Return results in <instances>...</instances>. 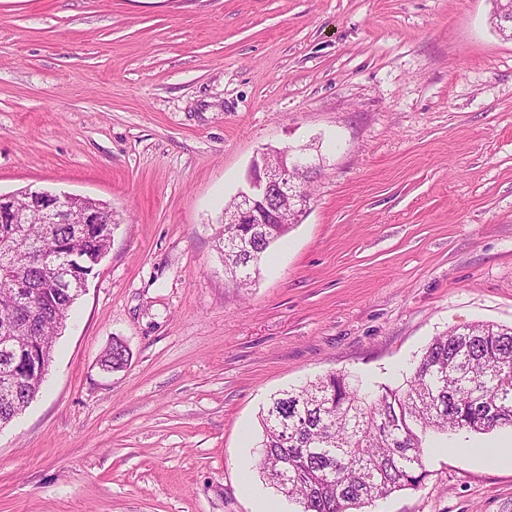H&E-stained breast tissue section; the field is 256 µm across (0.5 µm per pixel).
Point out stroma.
I'll list each match as a JSON object with an SVG mask.
<instances>
[{"label":"stroma","mask_w":512,"mask_h":512,"mask_svg":"<svg viewBox=\"0 0 512 512\" xmlns=\"http://www.w3.org/2000/svg\"><path fill=\"white\" fill-rule=\"evenodd\" d=\"M495 0H0V194L108 204L0 512H294L255 466L270 395L402 386L434 336L512 326V40ZM318 146L252 287L216 249L269 148ZM128 349L119 372L101 357ZM512 429L431 437L365 512H512Z\"/></svg>","instance_id":"1"}]
</instances>
